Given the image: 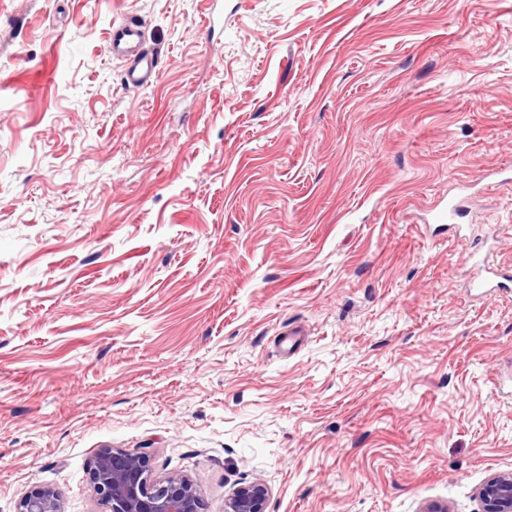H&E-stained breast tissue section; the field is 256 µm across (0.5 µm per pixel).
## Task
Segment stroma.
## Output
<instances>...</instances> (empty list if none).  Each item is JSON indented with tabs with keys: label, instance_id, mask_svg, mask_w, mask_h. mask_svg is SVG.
Here are the masks:
<instances>
[{
	"label": "stroma",
	"instance_id": "obj_1",
	"mask_svg": "<svg viewBox=\"0 0 512 512\" xmlns=\"http://www.w3.org/2000/svg\"><path fill=\"white\" fill-rule=\"evenodd\" d=\"M504 167L512 0H0V512H104L103 448L204 512L255 481L267 512H480L512 471V291L469 288L472 253L512 267ZM112 55L118 59L132 57L124 70V83L132 87L148 85L157 74V57L143 48L142 29L136 20H126L112 28ZM16 512H63L57 492L49 487L28 493L18 504Z\"/></svg>",
	"mask_w": 512,
	"mask_h": 512
}]
</instances>
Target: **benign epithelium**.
I'll list each match as a JSON object with an SVG mask.
<instances>
[{
	"label": "benign epithelium",
	"mask_w": 512,
	"mask_h": 512,
	"mask_svg": "<svg viewBox=\"0 0 512 512\" xmlns=\"http://www.w3.org/2000/svg\"><path fill=\"white\" fill-rule=\"evenodd\" d=\"M93 490L105 512H202L199 489L186 477L157 479L147 457L118 448H103L90 466ZM268 488L252 482L224 500V512H266ZM481 512H512V473L489 475L477 489ZM17 512H62L57 492L49 487L28 493Z\"/></svg>",
	"instance_id": "obj_1"
}]
</instances>
